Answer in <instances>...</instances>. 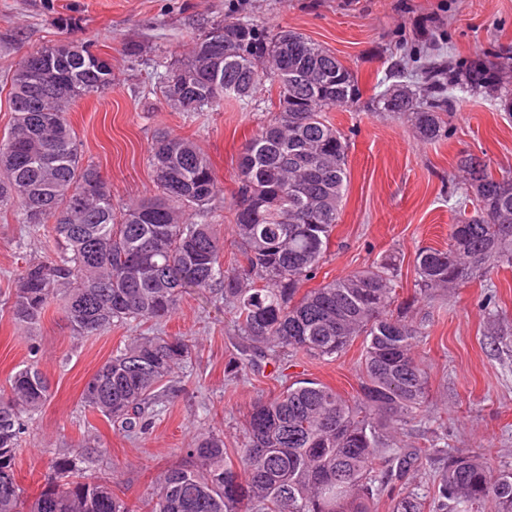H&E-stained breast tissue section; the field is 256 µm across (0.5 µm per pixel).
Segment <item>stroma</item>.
<instances>
[{"instance_id": "35a3bbf8", "label": "stroma", "mask_w": 512, "mask_h": 512, "mask_svg": "<svg viewBox=\"0 0 512 512\" xmlns=\"http://www.w3.org/2000/svg\"><path fill=\"white\" fill-rule=\"evenodd\" d=\"M233 16L272 29L299 32L336 53L359 81L363 101L331 119L348 144L349 178L340 220L320 277L334 279L370 266L382 253L400 258L398 293L413 292L418 248L448 245L455 222L457 161L471 154L512 172V112L503 95L512 89V0H0V80L22 56L59 41L90 43L112 64L105 92L79 100L68 114L83 156L112 185L116 206L153 195L147 155L156 133L192 137L208 156L226 196L196 221L215 225L224 242V265L234 261L229 222L231 193L241 148L268 118V85L248 106L178 112L159 91L173 56L188 52L205 28ZM443 57L459 79L470 69L496 65L494 87L460 92L452 87L448 134L427 143L409 119L375 111L374 88L395 84L393 67L404 51ZM52 246L47 228L26 230L14 217L0 218V396L9 378L34 364L50 385L44 406L26 417L15 477L35 499L58 458L95 437L105 457L89 474L111 469L126 499L150 493L176 449L196 434L224 433L240 447L250 404L277 393L282 376L319 380L345 396L359 386L360 345L332 362L292 358L279 371L270 358H255L239 374L227 372L242 343L232 315L212 294L187 289L176 314L154 325H118L97 336L77 337L50 308L34 329L17 326L5 300L26 262ZM428 335L416 354L432 384L433 405L411 424L406 440L445 445L406 486L431 496L433 481L449 456L487 451L495 468L512 471V268L494 270L449 298L422 306ZM189 337L195 351L170 398L157 406L146 433L129 437L96 413L85 411L86 381L124 340L139 334Z\"/></svg>"}]
</instances>
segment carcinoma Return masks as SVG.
<instances>
[{"mask_svg": "<svg viewBox=\"0 0 512 512\" xmlns=\"http://www.w3.org/2000/svg\"><path fill=\"white\" fill-rule=\"evenodd\" d=\"M85 50L56 58L42 87L20 84L17 64L3 84L12 122L0 139V215L18 224L52 225L55 247L17 274L9 298L15 323L39 324L61 302L77 336L120 324L171 317L187 288L209 291L230 308L243 355L270 349L331 361L362 339L357 395L313 379L284 384L255 401L244 442L224 446L208 431L158 477L150 497L130 502L112 478L86 473L100 449L89 443L56 459L54 477L29 512H512V472L495 471L485 454L450 456L433 488V508L388 477L430 459L436 444L409 448L394 439L432 400L429 374L415 355L427 325L414 320L432 303L471 282L478 271L512 267V177L470 155L448 248H420L413 294H397L399 260L384 254L370 267L316 288L348 183V142L329 113L359 103L354 73L335 53L290 30L227 18L204 30L191 51L174 57L159 89L181 112L249 104L266 78L277 85L271 118L245 142L231 212L236 267L224 269L214 225L193 215L223 195L210 161L189 137L161 132L149 147L157 194L118 209L112 187L83 158L67 119L71 105L112 86V72ZM444 64L424 67L423 94L409 86L371 97L381 112L410 117L417 136L446 135ZM194 345L185 336H135L86 382L81 403L128 433L145 428V409L170 394ZM0 398V512H24L15 477L23 417L45 404L49 384L29 364Z\"/></svg>", "mask_w": 512, "mask_h": 512, "instance_id": "obj_1", "label": "carcinoma"}]
</instances>
